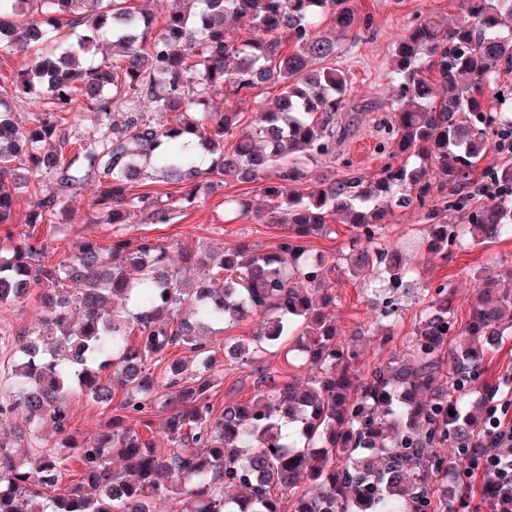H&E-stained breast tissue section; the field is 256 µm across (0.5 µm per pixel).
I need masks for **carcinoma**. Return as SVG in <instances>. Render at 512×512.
Segmentation results:
<instances>
[{
  "label": "carcinoma",
  "instance_id": "obj_1",
  "mask_svg": "<svg viewBox=\"0 0 512 512\" xmlns=\"http://www.w3.org/2000/svg\"><path fill=\"white\" fill-rule=\"evenodd\" d=\"M186 2L157 28L135 0H0V49H44L13 83L15 101L34 112L24 138L0 100V229L13 236L14 198L42 177L54 189L34 197L26 223L56 222L84 169L97 175L94 205L114 225L112 241L86 239L54 264L45 261L44 245L26 239L0 256L1 306L37 285L49 289L40 322L16 332L20 356L8 392L0 393V512H152V501L171 495L185 499L181 512H455L453 499L434 488L448 479V458L437 447L466 448L479 427V404L470 396L484 354L512 333V293L484 279L457 328L448 289L437 287L420 312L410 356L359 374L357 352L326 313L336 304L329 293L334 268L302 238L345 216L357 228L347 269L379 298L391 288L413 289L402 250L381 243L398 209L422 213L426 250L443 257L452 245L512 236V158L493 170L497 192L468 223L446 215L471 201L468 188L490 141L508 144L512 154V100L487 111L474 97L512 66V28L503 26L512 0H462L464 14L453 26L416 18L397 41L390 70L403 107L388 124V133H398L389 157L403 161L386 163L373 180L318 181L306 193L292 186L306 163L336 155V115L348 92L344 72L330 67L336 41L321 34V24L351 28L348 0ZM241 17L251 36L231 40L226 22ZM104 34L115 59L84 63L89 44ZM433 71L447 89L441 97L426 77ZM266 84L281 93L273 102L254 98L245 127L237 112L209 111L217 91L247 97ZM77 98L96 126L69 158L70 139L55 113ZM202 153L215 157L206 169ZM205 175L263 182L259 220L287 231L274 251L240 243L217 261L207 251L186 252L179 270L160 243L124 237V226L143 215L152 224L173 223L194 203ZM154 177L176 186L177 203L132 192L137 179ZM250 314L260 321L247 362L285 348L316 375L304 385L272 386L260 370L253 400L217 412L206 375L214 350L199 329ZM453 328L463 345L443 383ZM173 347L191 352L201 371L170 363L152 372ZM105 369L128 386V396L107 429L80 442L69 395L78 390L110 403ZM158 401L167 412L166 454L136 430V419ZM18 411L28 417L26 431L10 423ZM45 422L60 442L27 470L23 457ZM72 458L81 478L60 493ZM305 480L314 489L297 492Z\"/></svg>",
  "mask_w": 512,
  "mask_h": 512
}]
</instances>
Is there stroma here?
Returning a JSON list of instances; mask_svg holds the SVG:
<instances>
[{
    "instance_id": "obj_1",
    "label": "stroma",
    "mask_w": 512,
    "mask_h": 512,
    "mask_svg": "<svg viewBox=\"0 0 512 512\" xmlns=\"http://www.w3.org/2000/svg\"><path fill=\"white\" fill-rule=\"evenodd\" d=\"M349 5L357 22L346 32H338L331 22H324L323 32L336 39V68L349 78V92L345 107L339 112V128L346 136L336 144V156L322 159L307 168L308 183L332 180L348 175L371 180L387 163L388 156L381 145L387 138L386 121L397 106L400 89L391 83L389 70L393 49L407 25L417 16L431 15L451 24L461 15L460 0H350ZM51 180L32 184L15 200V227L17 236L28 235L33 241L47 243L50 262H58L71 254L84 239L111 241L112 227L103 223L94 207L95 176L87 179L66 199L69 218L63 224H25L30 201L45 192ZM250 201L252 206L263 203L259 184L235 183L213 191L204 189L192 205L184 208L182 217L171 224H131L129 238L146 237L161 244L178 243L189 250H223L241 242H249L261 251H273L282 231L270 224L257 223L253 218L234 217L224 206L227 198ZM426 226L414 210H399L392 224L387 225L383 243L404 248L414 278L411 293H395L397 312L394 319L384 320L381 309L373 304L360 279L341 268V260L356 234L355 228L342 219L332 220L329 229L306 238L311 253L322 256L336 268L332 289L336 304L328 314L345 334H358L355 344L357 366L367 370L374 364L387 361L392 355L406 353L417 325L421 309L427 305L438 286H446L458 323H465L475 286L479 279L496 276L500 287L512 291V237L492 243L471 245L464 249L449 247L447 256L427 252L420 242ZM41 315L37 297L11 304L0 313V386L4 385L15 352L14 332L22 326H33ZM256 317L250 316L230 324L212 335L216 350L213 364L215 386L210 398L216 409L225 404L245 402L257 392L254 385L255 367H262L274 380L310 376L309 367L290 365L284 353H267L257 366L238 365L225 360V344L250 340ZM512 366V336L486 353L476 383L475 399L488 400L504 385L502 377ZM127 396L120 383L112 385L110 404L94 402L81 392L70 396L71 423L78 435L90 437L112 420L117 407Z\"/></svg>"
}]
</instances>
